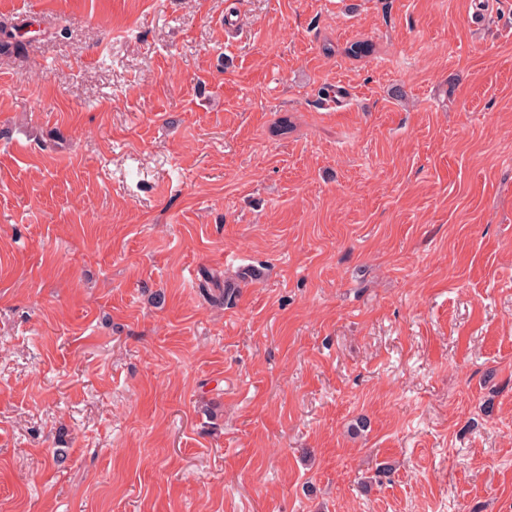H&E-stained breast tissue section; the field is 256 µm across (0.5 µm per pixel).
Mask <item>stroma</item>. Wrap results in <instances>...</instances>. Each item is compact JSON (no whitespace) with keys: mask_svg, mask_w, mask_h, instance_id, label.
<instances>
[{"mask_svg":"<svg viewBox=\"0 0 512 512\" xmlns=\"http://www.w3.org/2000/svg\"><path fill=\"white\" fill-rule=\"evenodd\" d=\"M1 21L0 512H512V0Z\"/></svg>","mask_w":512,"mask_h":512,"instance_id":"35a3bbf8","label":"stroma"}]
</instances>
